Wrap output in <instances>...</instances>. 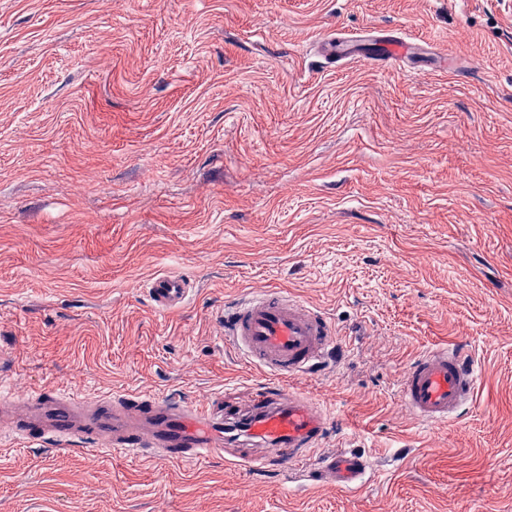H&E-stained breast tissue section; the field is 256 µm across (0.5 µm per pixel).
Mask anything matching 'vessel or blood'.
<instances>
[{
    "label": "vessel or blood",
    "mask_w": 512,
    "mask_h": 512,
    "mask_svg": "<svg viewBox=\"0 0 512 512\" xmlns=\"http://www.w3.org/2000/svg\"><path fill=\"white\" fill-rule=\"evenodd\" d=\"M377 64L403 61L411 43L377 33ZM160 313L180 310L192 286L181 275L160 274L145 285ZM225 342L274 379L255 391L246 406L175 401L166 396L122 392L96 398L53 397L29 393L23 401L0 390V425L11 437L34 441L51 437L59 445L85 436L99 448H119L163 461H191L226 455L246 446L241 461L253 468L268 465L307 468L310 452L320 447L332 414L289 381L312 373L336 347L328 319L287 291L262 288L224 309ZM477 361L463 344L422 352L407 368L399 401L415 419L448 425L472 397ZM367 464L337 454L315 469L317 482L350 488L362 481Z\"/></svg>",
    "instance_id": "b4317fda"
}]
</instances>
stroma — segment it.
Here are the masks:
<instances>
[{
    "label": "stroma",
    "mask_w": 512,
    "mask_h": 512,
    "mask_svg": "<svg viewBox=\"0 0 512 512\" xmlns=\"http://www.w3.org/2000/svg\"><path fill=\"white\" fill-rule=\"evenodd\" d=\"M375 30L426 64L318 48ZM270 287L336 330L295 384L361 486L0 435V512H512V0H0V383L246 399L221 315ZM459 341L475 398L426 427L402 377ZM145 288L153 308L167 314L180 310L193 291L184 276L168 273L155 276Z\"/></svg>",
    "instance_id": "stroma-1"
}]
</instances>
